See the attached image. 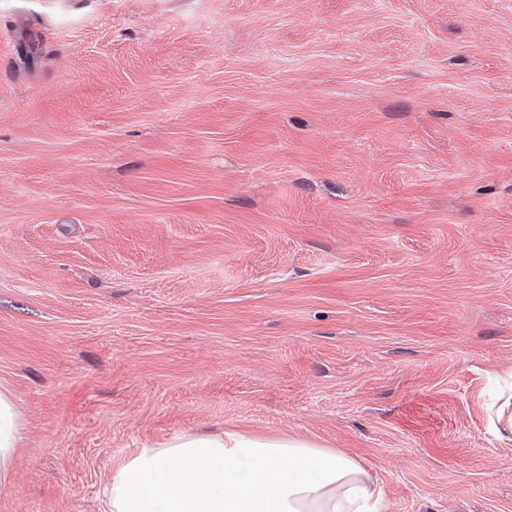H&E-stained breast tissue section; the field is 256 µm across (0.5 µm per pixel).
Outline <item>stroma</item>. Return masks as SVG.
Returning a JSON list of instances; mask_svg holds the SVG:
<instances>
[{"label": "stroma", "instance_id": "obj_1", "mask_svg": "<svg viewBox=\"0 0 512 512\" xmlns=\"http://www.w3.org/2000/svg\"><path fill=\"white\" fill-rule=\"evenodd\" d=\"M512 0H0V512L216 429L512 512ZM19 417L10 397L0 392V487L10 483L15 452L20 440ZM512 394L498 407L495 418H490V434L498 441L512 442Z\"/></svg>", "mask_w": 512, "mask_h": 512}]
</instances>
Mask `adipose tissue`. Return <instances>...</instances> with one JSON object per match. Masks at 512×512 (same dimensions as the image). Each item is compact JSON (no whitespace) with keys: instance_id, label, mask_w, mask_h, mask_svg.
Here are the masks:
<instances>
[{"instance_id":"1","label":"adipose tissue","mask_w":512,"mask_h":512,"mask_svg":"<svg viewBox=\"0 0 512 512\" xmlns=\"http://www.w3.org/2000/svg\"><path fill=\"white\" fill-rule=\"evenodd\" d=\"M20 440L0 392V487ZM103 512H386L381 487L356 461L295 438L234 432L182 434L116 467Z\"/></svg>"}]
</instances>
